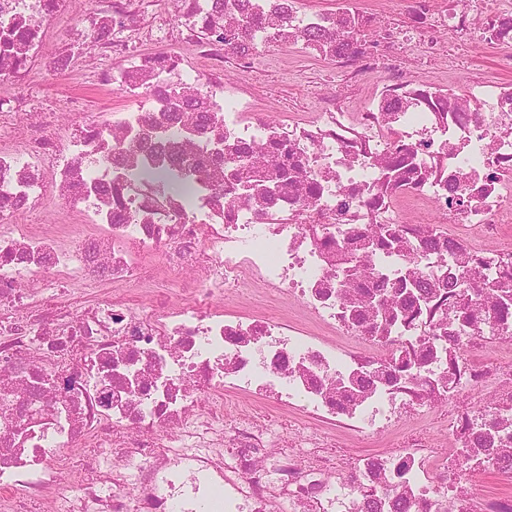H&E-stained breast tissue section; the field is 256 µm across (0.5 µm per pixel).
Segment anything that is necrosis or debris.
<instances>
[{"label":"necrosis or debris","instance_id":"1","mask_svg":"<svg viewBox=\"0 0 512 512\" xmlns=\"http://www.w3.org/2000/svg\"><path fill=\"white\" fill-rule=\"evenodd\" d=\"M71 3L0 0V512H204L202 472L223 476L224 512H512L473 482L477 463L512 474V81L407 75L449 43L512 48V14L158 0L174 47L142 54L144 0H97L125 39ZM60 16L57 53L112 61L97 84L126 102L104 119L79 93L55 121L25 110ZM398 29L412 57L383 54ZM352 30L372 46L351 52ZM291 41L350 90L386 77L361 111L334 96L263 120L260 88L225 75ZM409 200L438 221L405 219ZM50 201L69 223H29ZM245 279L291 309L226 311ZM427 406L447 407L452 449L332 435L385 436Z\"/></svg>","mask_w":512,"mask_h":512}]
</instances>
